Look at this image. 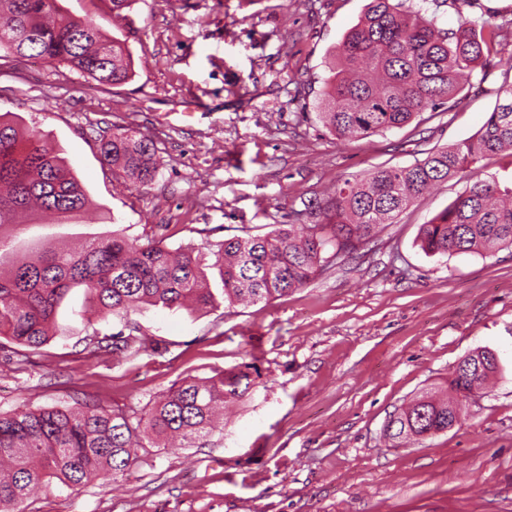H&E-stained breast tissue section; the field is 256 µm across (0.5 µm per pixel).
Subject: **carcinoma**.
<instances>
[{"label": "carcinoma", "mask_w": 512, "mask_h": 512, "mask_svg": "<svg viewBox=\"0 0 512 512\" xmlns=\"http://www.w3.org/2000/svg\"><path fill=\"white\" fill-rule=\"evenodd\" d=\"M406 0H370L365 12L336 46L317 113L339 140L366 139L401 128L426 112H449L465 81L481 69L512 72V55L499 40L494 17H462L454 29L438 26L436 13L405 7ZM33 32L37 40H28ZM0 50L63 63L102 85L130 77L131 62L117 41L102 39L90 20L74 18L56 0H0ZM512 151V84L472 137L421 151L409 166L380 167L345 177L335 195L312 211L296 212L292 224H273L260 234L241 228L206 247L172 249L156 232L144 244L117 230L76 248L45 243L24 261L0 247V350L22 365L28 352L46 344L58 310L74 288L85 290L98 320L126 318L143 306L194 310L232 308L288 295L307 286L341 257H351L448 179L465 183L454 203L420 225L418 241L429 255L491 254L512 248V187H500L486 163ZM112 167L141 185L157 173L155 148L129 128L101 139ZM88 202L71 167L50 150L35 128L0 115V225L29 224L36 211L57 224H77ZM217 275L221 287L211 285ZM129 333L95 331L92 352L133 360L157 353L160 343ZM488 350L466 356L444 396L425 393L393 412L385 436L418 441L448 428V415L496 375ZM254 366L213 377H184L140 409L107 410L86 399L72 406L0 413V512L58 481L87 484L124 473L137 449L179 437L189 443L219 426L216 412L248 396Z\"/></svg>", "instance_id": "cac0c4a2"}]
</instances>
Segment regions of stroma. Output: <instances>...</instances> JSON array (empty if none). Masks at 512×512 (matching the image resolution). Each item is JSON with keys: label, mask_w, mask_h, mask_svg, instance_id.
<instances>
[{"label": "stroma", "mask_w": 512, "mask_h": 512, "mask_svg": "<svg viewBox=\"0 0 512 512\" xmlns=\"http://www.w3.org/2000/svg\"><path fill=\"white\" fill-rule=\"evenodd\" d=\"M369 0H131L113 19L102 0H59L130 53L134 74L101 86L59 63L0 57V113L33 127L73 168L89 198L81 224H5L0 245L26 257L121 230L169 247L215 243L241 227L287 224L337 181L412 164L423 149L479 131L512 73L475 72L452 111L341 142L318 121L330 55ZM438 23L494 15L512 0H445ZM199 100L189 111L191 100ZM118 126L153 141L154 181L133 184L107 164L102 137ZM451 179L425 194L369 245L307 287L249 306L188 313L148 307L129 322L160 341L130 363L87 348L82 290L26 369L0 366V412L88 399L144 406L176 381L244 364L259 375L224 412V431L183 448L139 449L119 479L38 490L25 512H512V251L429 256L421 224L452 204ZM489 348L503 367L459 425L409 447L384 436L392 412L447 383L459 359Z\"/></svg>", "instance_id": "35a3bbf8"}]
</instances>
